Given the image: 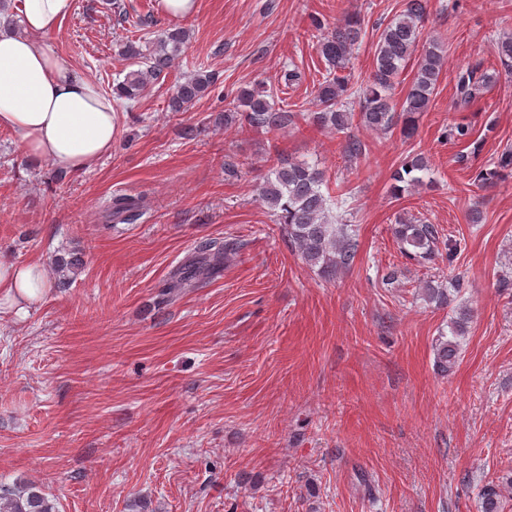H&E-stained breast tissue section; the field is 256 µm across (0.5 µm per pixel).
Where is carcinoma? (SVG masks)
Returning a JSON list of instances; mask_svg holds the SVG:
<instances>
[{
    "label": "carcinoma",
    "instance_id": "carcinoma-1",
    "mask_svg": "<svg viewBox=\"0 0 512 512\" xmlns=\"http://www.w3.org/2000/svg\"><path fill=\"white\" fill-rule=\"evenodd\" d=\"M429 0H405L404 8L382 30L379 36L373 68L361 86L359 111L344 108L343 97L351 85V75L345 73L354 46L363 35L360 19L346 13L336 19V25L323 31L319 19L312 26L321 32L318 51L328 64V72L317 89V110L301 113L302 120L317 130L342 132L354 126L367 130L392 133L399 130L406 139L415 136L419 119L433 101L439 75L444 65L441 53L433 48L422 49L416 71L402 103L392 96L395 79L416 51L421 30L428 14ZM189 39L183 27L166 31L145 53L134 42L123 47L122 55L137 65L123 81L112 88L119 99L134 101L147 87L167 73ZM498 58L512 63V35L503 36L493 45ZM496 75L481 65H469L459 72L455 85L454 107L467 108L477 93L494 83ZM213 83V76L195 72L178 83L170 99V108L179 112L198 101ZM239 106L244 127L277 130L292 121V115L275 108L270 92L264 88H246L240 91ZM349 160H357L365 153L364 142L356 135L347 136L343 148ZM431 164L421 153L406 158L393 174L392 193L399 197L411 187L425 184ZM505 175H512V150L503 152L497 161L479 169L474 181L478 185L491 184ZM259 195L273 211L278 223L284 225L289 242L294 245L299 259L322 277L333 279L349 269L357 255L355 234L346 224L329 220L331 201L329 180L324 172L306 163L283 159L260 186ZM107 218L114 224H132L143 213V198L114 194L106 207ZM399 253L409 261L429 264L440 255V231L416 217H397L390 227ZM234 251V243L206 241L200 244L202 258L180 268L168 285L169 298L179 297L187 288L205 275L224 270V259ZM422 295L437 307L448 306L449 291L462 289L459 279L448 282L434 276L420 285ZM470 314L462 309L448 322V333L436 338L434 366L438 373H453L460 360V338L468 333ZM502 490L488 485L482 492L483 512H501ZM0 512H57L54 499L35 482L23 481L12 485L0 483Z\"/></svg>",
    "mask_w": 512,
    "mask_h": 512
}]
</instances>
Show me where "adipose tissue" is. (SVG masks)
Returning a JSON list of instances; mask_svg holds the SVG:
<instances>
[{"mask_svg": "<svg viewBox=\"0 0 512 512\" xmlns=\"http://www.w3.org/2000/svg\"><path fill=\"white\" fill-rule=\"evenodd\" d=\"M74 0H19L22 29H0V129L24 152L72 171L90 168L112 150L111 96L53 55L46 36L58 31ZM52 283L44 264L0 259V304L24 311Z\"/></svg>", "mask_w": 512, "mask_h": 512, "instance_id": "adipose-tissue-1", "label": "adipose tissue"}]
</instances>
